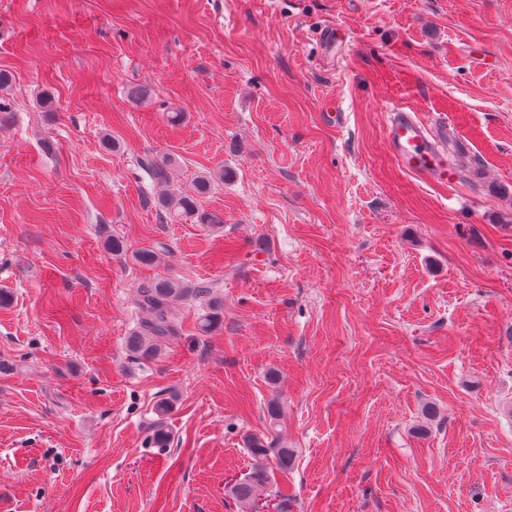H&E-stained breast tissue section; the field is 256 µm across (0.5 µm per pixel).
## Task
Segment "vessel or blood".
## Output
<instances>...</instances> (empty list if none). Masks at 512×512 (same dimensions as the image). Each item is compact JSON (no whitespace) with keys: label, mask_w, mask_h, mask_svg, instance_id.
I'll return each mask as SVG.
<instances>
[{"label":"vessel or blood","mask_w":512,"mask_h":512,"mask_svg":"<svg viewBox=\"0 0 512 512\" xmlns=\"http://www.w3.org/2000/svg\"><path fill=\"white\" fill-rule=\"evenodd\" d=\"M387 140L405 170L442 183L457 182L458 172L446 147L430 135L426 123L413 113L400 108L392 111L387 124Z\"/></svg>","instance_id":"obj_1"}]
</instances>
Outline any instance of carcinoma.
<instances>
[{
    "label": "carcinoma",
    "instance_id": "obj_1",
    "mask_svg": "<svg viewBox=\"0 0 512 512\" xmlns=\"http://www.w3.org/2000/svg\"><path fill=\"white\" fill-rule=\"evenodd\" d=\"M212 187V177L202 175L193 186V193H172L166 191L158 197L160 206L170 221L192 219L199 224H219L216 216L202 212L198 197L208 194ZM134 260L145 267L159 263L160 253L153 247L142 248L133 254ZM199 300L204 309L198 321V333L206 335L212 331L224 312V300L215 292L214 285L207 281H191L171 277H157L141 284L133 299L135 307L145 317L127 338L126 349L136 359H149L158 356L160 342L180 335L182 324L178 317L181 305ZM255 464L246 483L234 484L230 493L239 503L243 512L254 507L257 489L268 479L267 461L274 460L276 466L286 471L295 464L296 454L292 448H273L261 439L249 442Z\"/></svg>",
    "mask_w": 512,
    "mask_h": 512
}]
</instances>
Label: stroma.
I'll return each mask as SVG.
<instances>
[{
  "label": "stroma",
  "instance_id": "1",
  "mask_svg": "<svg viewBox=\"0 0 512 512\" xmlns=\"http://www.w3.org/2000/svg\"><path fill=\"white\" fill-rule=\"evenodd\" d=\"M0 70V512H241L253 437L261 512H512V0H0ZM168 155L221 224L165 222ZM160 276L224 315L137 360ZM386 129L390 149L402 168L442 183L458 181L457 169L448 159L446 147L430 135L426 123L412 112L392 110ZM271 443L268 445L261 439L254 438L249 442L252 456L255 464L250 473V480L246 483H235L230 493L239 503L243 512L252 511L254 501L257 497V489L268 479L267 461L274 460L276 466L283 471L291 469L296 460L295 450L292 448H272Z\"/></svg>",
  "mask_w": 512,
  "mask_h": 512
}]
</instances>
